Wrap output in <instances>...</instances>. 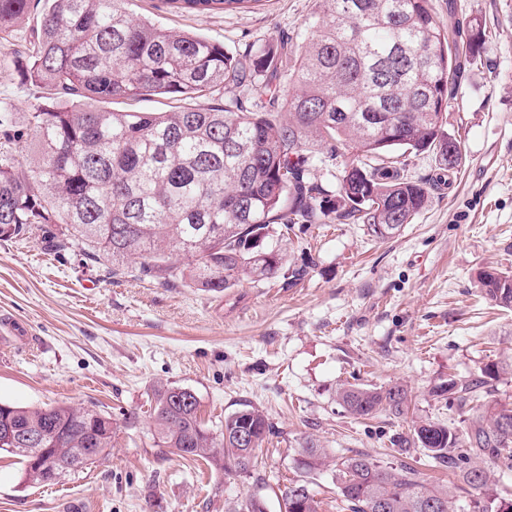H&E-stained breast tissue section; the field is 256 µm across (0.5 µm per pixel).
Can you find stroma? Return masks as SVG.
<instances>
[{
	"label": "stroma",
	"mask_w": 512,
	"mask_h": 512,
	"mask_svg": "<svg viewBox=\"0 0 512 512\" xmlns=\"http://www.w3.org/2000/svg\"><path fill=\"white\" fill-rule=\"evenodd\" d=\"M438 18L465 44L471 28L486 49L462 73L443 115L463 162L451 187L430 193L415 220L386 240L363 225L299 224L266 239L293 286L241 276L209 293L162 284L79 247L52 248L40 234L0 239V317L18 322L30 344L0 347V401L95 407L112 417L108 457L51 484H31L0 455V512H229L253 494L280 512L279 485L304 481L322 512H337L333 469L307 474L295 459L313 439L333 456L406 460L420 478L454 476L422 450L399 455L392 441L426 418L463 431V416L441 395L449 376H479L490 361L512 363V310L482 294L483 269L512 270V0H432ZM315 0H259L231 13L182 12L161 0H131L137 19L244 50L259 39L299 36ZM41 8L15 23L0 66V105L17 118L53 105L51 89L22 82ZM357 381L403 385L410 409L357 419L337 399ZM162 385L186 387L212 430L251 406L273 430L255 474L215 472L205 462L157 451L150 400ZM265 474L258 485L256 474Z\"/></svg>",
	"instance_id": "1"
}]
</instances>
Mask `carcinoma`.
<instances>
[{"instance_id": "obj_1", "label": "carcinoma", "mask_w": 512, "mask_h": 512, "mask_svg": "<svg viewBox=\"0 0 512 512\" xmlns=\"http://www.w3.org/2000/svg\"><path fill=\"white\" fill-rule=\"evenodd\" d=\"M31 0H0V55L4 36L29 10ZM196 11H232L253 0H163ZM301 42L273 38L231 52L209 38L177 32L133 18L128 0H44L37 42L23 69L26 81L61 89L75 103L30 112L31 142L12 132L14 113L0 108V239L31 235L62 224L60 246H79L112 265L116 275L132 260L138 271L162 283L190 281L221 293L247 274L261 281L280 276L283 285L299 271L255 244L280 226L364 224L385 240L427 206L430 187L408 176L399 150H433L450 175L463 161L461 145L448 160L443 114L464 66L485 45L459 51L434 12L431 0H316ZM246 88L256 95L247 107L234 98L208 108L184 102ZM163 97L167 112H114L95 101ZM335 194L311 172L338 157ZM32 156L29 174L16 173L17 156ZM485 295L512 309V273L479 274ZM496 363L472 379L448 377L444 391L464 407ZM172 387L154 392L152 419L158 451L200 458L227 474L255 467L272 424L255 408L224 417L220 431L206 428L200 403L173 400ZM343 408L357 418L385 410L407 414L401 385L385 389L349 384L339 392ZM465 438L428 419L413 422L400 448H420L448 464L458 483L421 480L406 461L382 465L362 454L336 461V507L343 512H458L457 497L476 491L469 512H512V498L497 490L496 476L512 471V408L490 407L465 419ZM16 429L57 434L43 448L48 469L31 463V450L12 440ZM256 437L244 448L240 435ZM24 465V480L42 483L94 463L112 451V417L95 408L25 407L0 402V452ZM329 454L308 440L298 466H328ZM291 480L281 491L284 512H318L304 506ZM228 512H267L254 494Z\"/></svg>"}]
</instances>
